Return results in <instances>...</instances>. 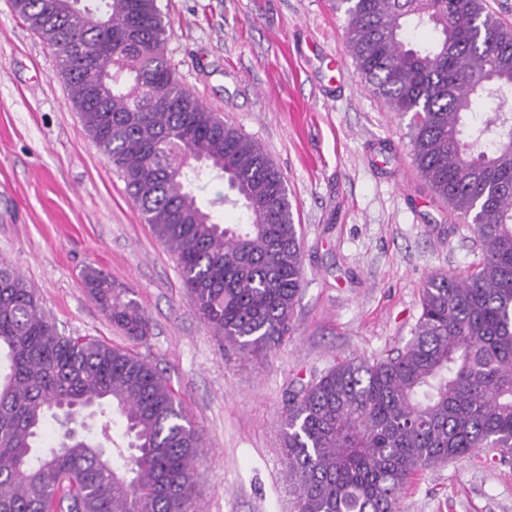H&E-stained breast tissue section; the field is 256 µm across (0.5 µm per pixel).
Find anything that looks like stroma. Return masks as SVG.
<instances>
[{
	"instance_id": "obj_1",
	"label": "stroma",
	"mask_w": 512,
	"mask_h": 512,
	"mask_svg": "<svg viewBox=\"0 0 512 512\" xmlns=\"http://www.w3.org/2000/svg\"><path fill=\"white\" fill-rule=\"evenodd\" d=\"M182 84L281 171L304 281L292 334L240 354L193 312L173 255L85 130L53 48L0 0V261L58 328L127 340L83 283L108 274L149 317L137 351L163 372L203 439L201 512H294L282 421L293 392L412 337L435 273L481 253L415 165L407 122L358 71L332 0H157ZM403 512H512V456L484 448L417 473Z\"/></svg>"
}]
</instances>
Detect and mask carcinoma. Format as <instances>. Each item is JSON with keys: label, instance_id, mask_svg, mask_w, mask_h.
Returning a JSON list of instances; mask_svg holds the SVG:
<instances>
[{"label": "carcinoma", "instance_id": "cac0c4a2", "mask_svg": "<svg viewBox=\"0 0 512 512\" xmlns=\"http://www.w3.org/2000/svg\"><path fill=\"white\" fill-rule=\"evenodd\" d=\"M142 27L126 35L131 2ZM55 48L86 131L145 223L175 256L193 310L242 353L290 332L303 282L297 225L263 148L180 84L156 0H13ZM356 66L410 116L418 171L471 227L482 257L423 289L396 356L347 358L288 400L286 475L295 512H401L416 472L479 448L512 453V27L484 0H336ZM432 42L413 46L421 27ZM95 56L88 69L71 50ZM493 96V115L478 102ZM224 179L204 206L198 191ZM239 208L221 224L212 208ZM86 290L125 336L150 319L89 268ZM127 447L112 438L114 415ZM63 433L40 451L46 428ZM202 440L181 399L139 353L60 332L35 288L0 263V512H196Z\"/></svg>", "mask_w": 512, "mask_h": 512}]
</instances>
